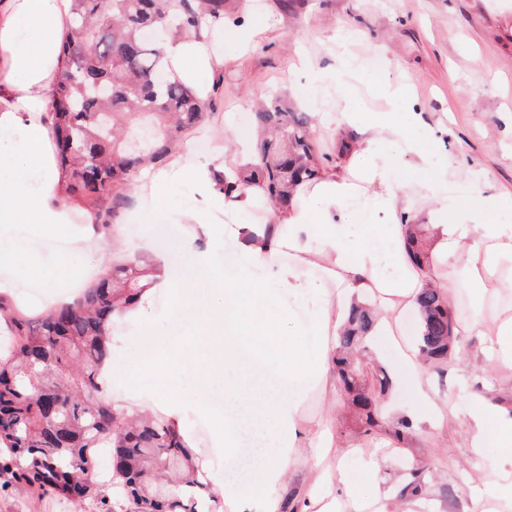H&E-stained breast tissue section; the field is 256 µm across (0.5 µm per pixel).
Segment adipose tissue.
Wrapping results in <instances>:
<instances>
[{"instance_id": "1", "label": "adipose tissue", "mask_w": 512, "mask_h": 512, "mask_svg": "<svg viewBox=\"0 0 512 512\" xmlns=\"http://www.w3.org/2000/svg\"><path fill=\"white\" fill-rule=\"evenodd\" d=\"M70 0H0V137L20 133V160L8 176H0V224L19 223L14 208L18 197L29 204L28 223L46 237L55 236L69 221L61 200L64 179L53 154L54 116L49 105L63 61L61 43L70 20ZM163 50L175 74L206 94L207 80L217 63L203 38L189 36L166 42ZM346 124L361 125L364 138L347 163L326 170L320 179L298 188L289 204L276 208L275 222L237 224L230 235L240 238L245 260L229 274L215 260L218 240L202 214H195L198 230L209 245L197 251L200 267L219 284L221 299L203 309L205 331L192 337L189 351L211 370H231L235 377L224 394V423L216 436L224 449V466L237 467L236 448L242 429H250L258 449L251 468L257 474V493L266 512H281L280 485L293 451L305 447L314 431L303 421L298 398L281 389L259 386L254 376L236 372L239 347L252 339L266 318L260 304L285 294L310 306L308 327L292 328L288 337H269L276 347L281 374L305 386L331 376L336 365L334 339L351 304L370 294L378 298L379 343H392L420 412L433 427L448 424L447 402L431 392L421 368L417 348L393 343V331L402 309L412 304L422 288H450L461 283L475 297L493 287L512 288V196L485 197L477 179H469L474 195L459 204L448 180V158L430 155L407 137L404 128L377 120L356 103L343 109ZM411 156L426 178L411 188L396 182L385 158L391 145ZM429 202L425 223L409 221L417 200ZM370 223H360V211ZM428 236L431 248L422 266L410 264L404 244L408 236ZM317 262L324 266L333 288L298 280L293 265ZM267 272V286L251 285V273ZM314 340L311 356L298 354V346ZM475 448L506 447L512 441V413L474 412L469 426ZM279 446L264 450L265 438Z\"/></svg>"}]
</instances>
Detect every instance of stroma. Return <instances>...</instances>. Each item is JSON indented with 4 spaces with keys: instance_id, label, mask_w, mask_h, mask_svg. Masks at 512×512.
I'll return each instance as SVG.
<instances>
[{
    "instance_id": "stroma-1",
    "label": "stroma",
    "mask_w": 512,
    "mask_h": 512,
    "mask_svg": "<svg viewBox=\"0 0 512 512\" xmlns=\"http://www.w3.org/2000/svg\"><path fill=\"white\" fill-rule=\"evenodd\" d=\"M241 28L251 31L250 42L235 39ZM212 49L219 57L206 95L212 108L206 121L183 139L190 149L182 158L185 166L213 159V152L200 151L198 145L215 135L227 150L225 164L248 160L257 137L254 114L274 98L309 113L313 139L321 151L335 152L339 138L362 139L359 129L341 123L336 110L337 101L358 99L375 118L393 124H405L408 113L419 114L436 135L420 148L429 151L435 141H443L452 160L449 180L462 182L481 171L483 195L512 194V0H295L291 9L283 0H245L230 10ZM301 54L330 74V82L307 90L308 76L297 64ZM371 56L382 61V74L364 72L362 62ZM399 84L408 89L404 102L393 103L378 92L380 86ZM185 202L208 209L211 223L219 225L271 219L264 209L240 212L233 203L204 197L189 178L175 196L160 202L140 186L116 227L83 239L64 232L48 240L33 225L9 227L7 234L16 238L18 250L11 264L0 265V281L9 282V295L22 300L24 282L34 280L44 287L43 307H53L74 296L54 293L50 282L77 270L81 288H88L112 266L127 263L134 244H141L142 258L191 274L193 302L173 313L175 294L158 288L142 306L143 324L113 319L111 361L133 365L144 360L146 344L157 333L180 346L198 317L194 302L218 296L196 268L195 226L180 214ZM511 307L508 292L479 308L460 296L454 311L463 330L458 355L466 367L427 369L440 398L457 409L447 431L416 422L406 378L394 368L388 349L371 364L383 367L390 380L381 398L385 424L412 423L403 443L385 435L361 437L359 419L333 383L307 385L300 393L302 416L313 425L329 421L336 446L318 463L309 449H300L299 460L284 475L282 500L293 502L297 512H318L321 477L340 462L357 479L358 493L380 500L387 512H403L408 506L415 512H468L473 495L491 493L497 474L512 468V457L499 448L471 447L468 424L479 404L512 408V369L483 358L486 339L467 326L473 316L489 322ZM171 380L184 395L183 431L197 461L207 470L224 472V496H238L252 472L225 470L224 451L215 443L216 425L196 411L200 399L213 406L223 403V381L204 380L197 359L188 355L165 362L140 386L163 401ZM415 467L422 468L426 482L417 497L406 490ZM71 507L64 498H37L22 486L0 496V512H70Z\"/></svg>"
}]
</instances>
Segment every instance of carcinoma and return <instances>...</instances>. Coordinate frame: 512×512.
<instances>
[{"instance_id": "carcinoma-1", "label": "carcinoma", "mask_w": 512, "mask_h": 512, "mask_svg": "<svg viewBox=\"0 0 512 512\" xmlns=\"http://www.w3.org/2000/svg\"><path fill=\"white\" fill-rule=\"evenodd\" d=\"M227 0H165L166 19L154 0H71L70 29L62 43L63 70L54 90V153L71 181L70 195L88 211L94 229H107L133 202L134 180L147 162L167 157L182 131L203 123L209 111L193 88L173 75L158 44L145 33L163 27L160 42L221 30ZM112 85V94L99 88ZM150 116L171 121L167 133L151 134L153 150L122 138L120 119ZM268 132L255 161L230 168L216 182L231 195L256 186L269 202L286 204L293 190L315 182L333 156L310 139L311 117L290 112L273 99L255 113ZM150 269L136 257L112 268L84 297L49 313L19 308L0 295V491L25 483L98 512H223L209 476L193 462L184 435L171 422L153 418L118 425L112 402L102 397V367L111 353L107 325L139 301ZM419 350L446 363L456 321L443 294L424 288L417 297ZM370 307L355 304L339 336L336 380L357 409L363 434L380 431L377 395L389 386L382 371L361 370L353 348L370 333ZM96 448L111 449V475L122 498L114 501L98 477Z\"/></svg>"}]
</instances>
